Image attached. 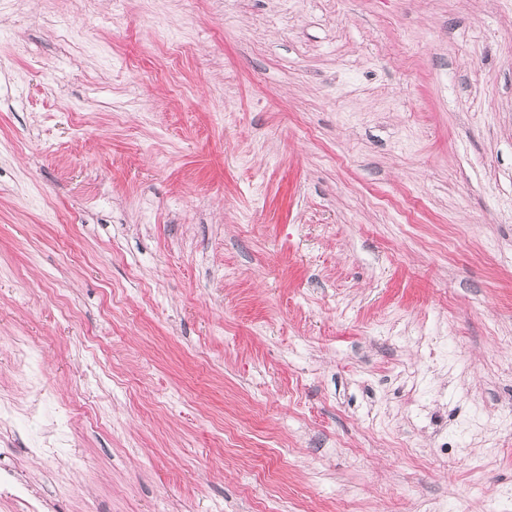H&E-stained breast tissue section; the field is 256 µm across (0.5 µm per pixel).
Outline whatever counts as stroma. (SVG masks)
<instances>
[{"mask_svg":"<svg viewBox=\"0 0 512 512\" xmlns=\"http://www.w3.org/2000/svg\"><path fill=\"white\" fill-rule=\"evenodd\" d=\"M0 338L49 512H512V0H0Z\"/></svg>","mask_w":512,"mask_h":512,"instance_id":"35a3bbf8","label":"stroma"}]
</instances>
